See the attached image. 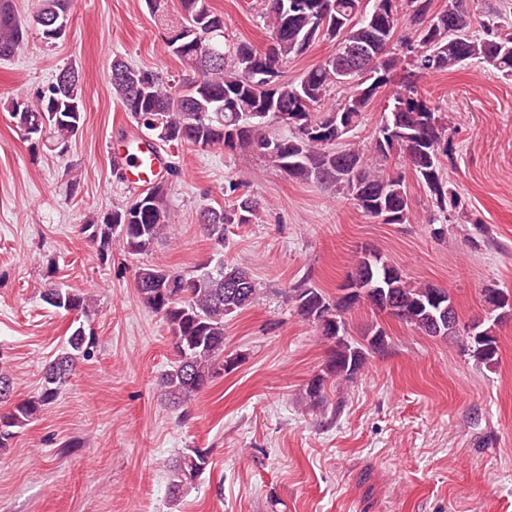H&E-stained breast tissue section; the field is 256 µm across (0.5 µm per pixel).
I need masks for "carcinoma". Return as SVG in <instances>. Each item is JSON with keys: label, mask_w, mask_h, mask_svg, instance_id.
I'll return each instance as SVG.
<instances>
[{"label": "carcinoma", "mask_w": 512, "mask_h": 512, "mask_svg": "<svg viewBox=\"0 0 512 512\" xmlns=\"http://www.w3.org/2000/svg\"><path fill=\"white\" fill-rule=\"evenodd\" d=\"M278 2L265 0L261 18L270 40L258 49L227 38L224 14L209 0H179L177 13L166 22L164 46L189 77L166 81L119 57L111 67L113 99L138 129L165 144L249 150L292 179L351 197L365 216L384 224H406L412 217L402 175L383 171V163L398 155L445 221L464 217L476 235H486V225L469 215L462 196L443 174V163L453 154L448 116L419 93L416 81L474 59L512 78V24L495 14L476 16L469 0H448V8L439 11L432 9L433 0H291L286 11ZM71 6L72 0H38L36 13L24 19L15 13L12 0H0V59L20 54L33 28L44 42L55 41L51 31L70 20ZM403 15L412 22L408 35L400 30ZM319 41L333 44V52L298 79H283L284 65ZM393 82L397 89L370 146H341L362 123L373 99ZM338 85L348 86L349 92L328 108L325 102ZM84 105L82 76L68 66L36 101H16L10 112L14 119L25 115L30 125H39L42 141L62 154L84 121ZM275 124L290 134L275 133ZM224 195L231 205L199 211L198 223L216 248L196 273L187 276L144 264L134 274L141 303L160 317L171 338L175 361L163 374L162 388L182 421L189 419L195 397L224 369L225 318L260 298L250 273L239 263L224 262L222 250L224 225L255 223L261 203L232 181L224 186ZM169 224L167 185L160 182L125 205L92 216L81 233L109 260L115 250L125 256L149 253L166 237ZM367 265L376 271L370 296L352 301L343 294L333 301L304 282L289 290L296 314L315 324L330 344L323 368L307 383L313 406L324 404L328 382L352 380L370 355L388 349L389 335L378 324L360 341L349 336L344 314L355 305L384 312L420 334L447 337L448 328L437 334L434 325L447 314L449 290L409 281L377 252L359 256L354 269ZM43 300L66 313L87 316L91 308L90 299L70 289L50 288ZM482 300L488 306L486 316L464 351L476 365L490 368L499 358L497 327L512 318V304L499 288L484 289ZM94 346L83 326L75 328L65 350L44 365L39 393L19 400L14 399V379L0 360V388L8 389L0 404H10L0 412V450L10 447L17 429L56 401L78 364L93 356ZM208 464L204 448H190L177 457L169 466L171 494L177 496L193 484Z\"/></svg>", "instance_id": "obj_1"}]
</instances>
